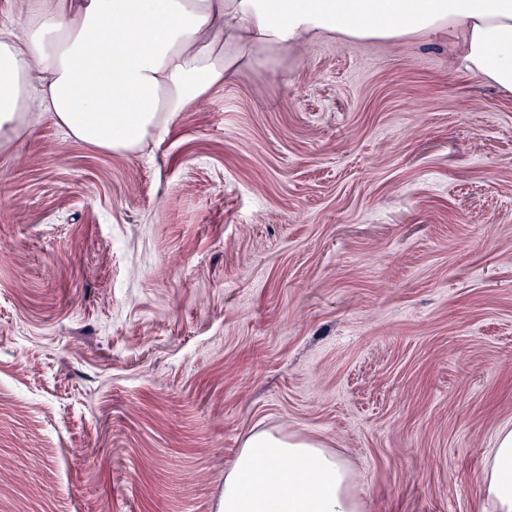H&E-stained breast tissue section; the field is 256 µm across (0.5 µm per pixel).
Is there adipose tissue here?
Wrapping results in <instances>:
<instances>
[{
    "instance_id": "adipose-tissue-1",
    "label": "adipose tissue",
    "mask_w": 512,
    "mask_h": 512,
    "mask_svg": "<svg viewBox=\"0 0 512 512\" xmlns=\"http://www.w3.org/2000/svg\"><path fill=\"white\" fill-rule=\"evenodd\" d=\"M446 31L463 70L512 91V0H41L23 33L0 30V149L46 116L73 140L134 153L253 48ZM481 489L512 512V429ZM361 510L345 464L312 440L253 434L224 476L223 512Z\"/></svg>"
}]
</instances>
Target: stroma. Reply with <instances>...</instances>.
Wrapping results in <instances>:
<instances>
[{"instance_id": "35a3bbf8", "label": "stroma", "mask_w": 512, "mask_h": 512, "mask_svg": "<svg viewBox=\"0 0 512 512\" xmlns=\"http://www.w3.org/2000/svg\"><path fill=\"white\" fill-rule=\"evenodd\" d=\"M512 92L448 38L261 49L132 155L0 152V512H223L249 435L364 512H493Z\"/></svg>"}]
</instances>
